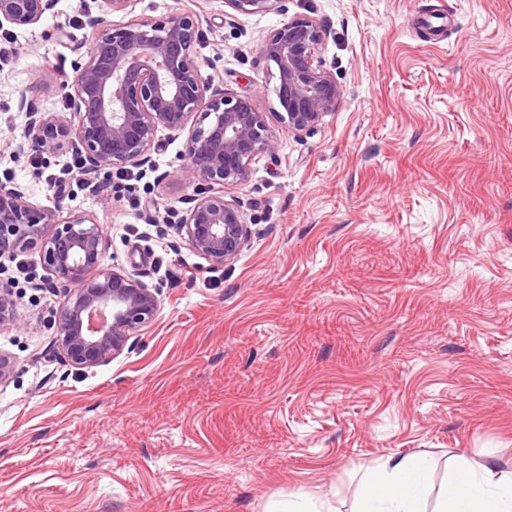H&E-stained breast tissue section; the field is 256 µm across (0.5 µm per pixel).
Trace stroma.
<instances>
[{
    "label": "stroma",
    "instance_id": "stroma-1",
    "mask_svg": "<svg viewBox=\"0 0 512 512\" xmlns=\"http://www.w3.org/2000/svg\"><path fill=\"white\" fill-rule=\"evenodd\" d=\"M0 29V182L53 206L75 152L16 157L19 96L73 75L84 10L56 0ZM198 5L201 75L276 98L259 58L288 17L320 21L343 90L334 112L231 188L251 235L214 269L166 225L195 194L177 180L183 137L162 129L151 164L72 184L105 269L161 292L152 326L89 370L64 365L47 280L14 292L0 327L14 366L0 386V512H270L311 500L355 512L364 473L389 456L432 468V512L459 459L512 472V0H281L260 15L224 0H134L128 17ZM9 285H0V326L18 325L22 321L16 298Z\"/></svg>",
    "mask_w": 512,
    "mask_h": 512
}]
</instances>
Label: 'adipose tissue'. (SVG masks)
Here are the masks:
<instances>
[{"instance_id":"1","label":"adipose tissue","mask_w":512,"mask_h":512,"mask_svg":"<svg viewBox=\"0 0 512 512\" xmlns=\"http://www.w3.org/2000/svg\"><path fill=\"white\" fill-rule=\"evenodd\" d=\"M429 472L424 459L387 458L364 475L358 512H426ZM433 512H512V475L497 472L488 461H462Z\"/></svg>"}]
</instances>
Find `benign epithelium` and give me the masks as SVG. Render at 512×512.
Masks as SVG:
<instances>
[{"instance_id":"7a95c632","label":"benign epithelium","mask_w":512,"mask_h":512,"mask_svg":"<svg viewBox=\"0 0 512 512\" xmlns=\"http://www.w3.org/2000/svg\"><path fill=\"white\" fill-rule=\"evenodd\" d=\"M131 2L104 0V13H84L89 46L62 85L69 116H39L21 97L17 108L29 114V122L13 153L52 156L71 144L81 173L91 180L103 171L148 163L160 129L185 136V164L177 175L199 188L176 230L211 266L222 267L238 257L249 237L244 203L227 196L226 189L247 182L257 159L275 157L278 140L269 118L301 134L320 125L342 96L323 58L326 30L315 19L296 15L265 36L259 53L274 64L267 71H275L277 79L276 107L267 114L250 97L202 79L196 10L154 21L108 20ZM279 2L226 0L240 15L269 13ZM55 3L0 0V27L37 25ZM55 196V206L44 207L30 201L26 188L0 183V258L37 256L64 297L55 317L59 354L76 369H90L117 358L132 336L150 328L161 309L160 293L138 272L101 269L107 248L101 225L83 212L59 219L65 189L57 188ZM21 321L10 286L1 284L0 326Z\"/></svg>"}]
</instances>
